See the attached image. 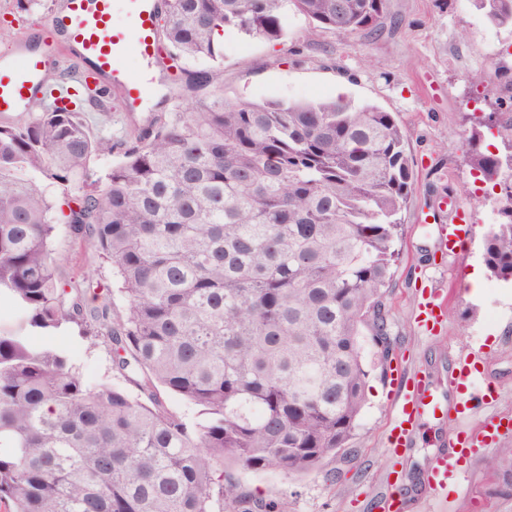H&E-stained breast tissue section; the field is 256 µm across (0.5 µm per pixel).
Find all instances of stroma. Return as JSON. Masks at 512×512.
I'll use <instances>...</instances> for the list:
<instances>
[{
  "mask_svg": "<svg viewBox=\"0 0 512 512\" xmlns=\"http://www.w3.org/2000/svg\"><path fill=\"white\" fill-rule=\"evenodd\" d=\"M54 3L37 0L26 12L16 0H0V21L8 23L0 32V48L25 34L54 37ZM389 12L399 17V25H385L371 41L331 31L308 37V21L294 14L286 19L288 37L280 45L226 35L224 93L256 101L317 100L341 93L393 113L407 132L406 150L415 173L409 203L401 213V255L385 294L396 339L395 361L423 366L444 388L456 353L470 345H487L490 353L483 365L499 388L496 407L512 416V281L488 277L477 291L469 282L472 271L485 268L482 244L489 223L485 199L469 190L477 173L469 164L465 135L479 127L482 149L504 152L512 107L502 110L494 125L478 126L477 119L491 110L483 96L498 87L499 67L512 68V58L495 57L490 46L512 43V29L487 25L474 0H389ZM209 66L205 59L186 60L175 70L166 56H159L155 69L160 87L147 105L137 112L123 111L122 94L113 90L111 111H86L92 135L132 140L155 117L190 103L185 72ZM476 73L484 77L478 86L470 82ZM459 205L472 211L474 222L462 257L452 259L441 256L433 227L448 223ZM51 249L64 277L86 276L116 287L111 265L76 239L68 225L56 224ZM425 286L446 300L445 329L435 339L423 336L414 322L416 291ZM36 342L66 351L88 383L114 379L107 346L82 338L75 327H63ZM392 410L389 378L373 366L359 427L345 451L300 478L249 472L230 463L224 474L246 497L287 498L290 512H373L371 498L385 472L398 471L404 489L414 491L450 428L446 421L421 424L411 452L399 459L389 453L385 441ZM501 448H512V434L483 457L463 460L469 481L462 488L449 487L448 512H512V497L502 493L493 467Z\"/></svg>",
  "mask_w": 512,
  "mask_h": 512,
  "instance_id": "35a3bbf8",
  "label": "stroma"
}]
</instances>
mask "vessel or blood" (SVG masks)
<instances>
[{
    "label": "vessel or blood",
    "mask_w": 512,
    "mask_h": 512,
    "mask_svg": "<svg viewBox=\"0 0 512 512\" xmlns=\"http://www.w3.org/2000/svg\"><path fill=\"white\" fill-rule=\"evenodd\" d=\"M161 9L162 0H125L127 22L116 28L112 25L113 0H57L54 25L61 38L37 41L23 35L0 52V113H30L40 108L45 102L48 73L68 63L102 90L121 88L123 108L136 111L150 81L127 73L120 62L133 49L144 64L153 63ZM470 231V213L457 209L455 223L438 229L440 249L456 253ZM415 322L425 336L441 334L445 309L438 294L421 298ZM483 360L480 346L460 353L444 391L420 371H396L393 414L386 436L392 453L407 448L423 421L449 418L454 426L448 447L436 451L423 471L420 492L405 494L398 481L385 478L376 502L378 512H442L449 483H461L465 477L457 467L458 460L481 456L496 445L501 434L512 431V418L491 410L495 388L483 378Z\"/></svg>",
    "instance_id": "obj_1"
}]
</instances>
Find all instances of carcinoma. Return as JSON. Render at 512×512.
Instances as JSON below:
<instances>
[{"mask_svg": "<svg viewBox=\"0 0 512 512\" xmlns=\"http://www.w3.org/2000/svg\"><path fill=\"white\" fill-rule=\"evenodd\" d=\"M512 28V0H474ZM388 0H165L170 59H208L189 83L213 93L155 120L137 145L94 137L83 98L0 126V508L4 512H289L247 500L224 458L285 477L317 470L359 427L370 369L391 362L385 292L414 181L406 132L390 112L340 95L318 101L224 98V36L279 44L288 11L367 38ZM467 137L470 164L501 186L484 239L490 276L512 281V153ZM118 152L102 181L89 161ZM277 158L271 166L268 160ZM81 181L56 207L40 182ZM64 221L110 263L124 307L52 256ZM99 300L85 305L88 294ZM75 324L112 351L134 386L90 385L63 351L32 338ZM195 410L169 409L160 392ZM495 470L512 491V449Z\"/></svg>", "mask_w": 512, "mask_h": 512, "instance_id": "carcinoma-1", "label": "carcinoma"}]
</instances>
